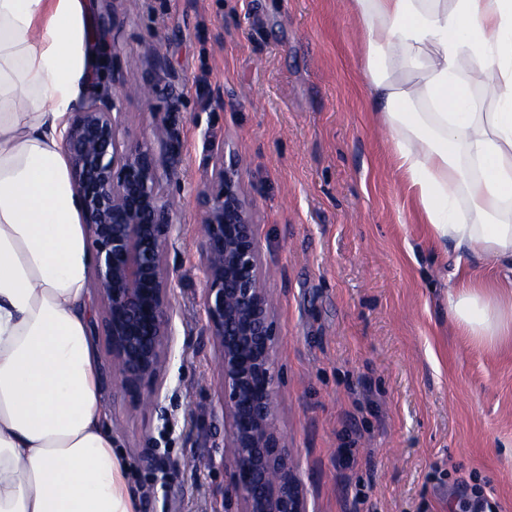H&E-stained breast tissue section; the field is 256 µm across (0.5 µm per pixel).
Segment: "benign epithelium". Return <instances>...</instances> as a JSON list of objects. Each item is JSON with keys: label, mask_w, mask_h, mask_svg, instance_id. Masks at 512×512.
Returning <instances> with one entry per match:
<instances>
[{"label": "benign epithelium", "mask_w": 512, "mask_h": 512, "mask_svg": "<svg viewBox=\"0 0 512 512\" xmlns=\"http://www.w3.org/2000/svg\"><path fill=\"white\" fill-rule=\"evenodd\" d=\"M100 95L72 114L65 139L82 223L95 250L92 280L103 303L112 367L128 395L158 380L170 359L172 314L166 251L175 224L166 161L151 143L120 139L121 113ZM203 207V308L219 351L224 463L238 512H310L297 463L278 426L272 302L261 287L256 225L239 164L213 149Z\"/></svg>", "instance_id": "obj_1"}]
</instances>
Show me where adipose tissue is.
Returning a JSON list of instances; mask_svg holds the SVG:
<instances>
[{
	"mask_svg": "<svg viewBox=\"0 0 512 512\" xmlns=\"http://www.w3.org/2000/svg\"><path fill=\"white\" fill-rule=\"evenodd\" d=\"M369 93L434 238L494 273L455 329L512 337V0H348ZM83 0H0V512H135L90 334L67 119L92 75ZM498 92L476 109L471 85Z\"/></svg>",
	"mask_w": 512,
	"mask_h": 512,
	"instance_id": "ef3b65f1",
	"label": "adipose tissue"
}]
</instances>
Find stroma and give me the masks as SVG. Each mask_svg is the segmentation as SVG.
Masks as SVG:
<instances>
[{"label":"stroma","mask_w":512,"mask_h":512,"mask_svg":"<svg viewBox=\"0 0 512 512\" xmlns=\"http://www.w3.org/2000/svg\"><path fill=\"white\" fill-rule=\"evenodd\" d=\"M103 41L83 95L173 159V349L155 402L91 336L137 512H237L218 349L203 310L199 197L210 149L241 162L273 303L279 426L318 512H512V341L471 343L437 242L368 98L346 0H92ZM157 94H145L147 86ZM173 131L159 140L155 129Z\"/></svg>","instance_id":"stroma-1"}]
</instances>
